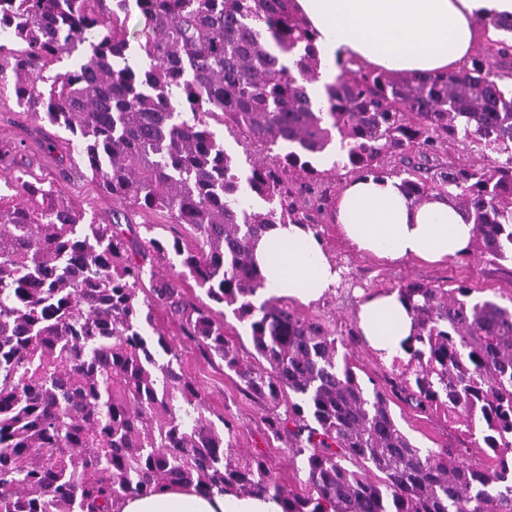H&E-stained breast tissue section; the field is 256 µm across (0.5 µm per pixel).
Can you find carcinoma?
<instances>
[{
  "instance_id": "obj_1",
  "label": "carcinoma",
  "mask_w": 512,
  "mask_h": 512,
  "mask_svg": "<svg viewBox=\"0 0 512 512\" xmlns=\"http://www.w3.org/2000/svg\"><path fill=\"white\" fill-rule=\"evenodd\" d=\"M479 24L494 35L468 66L416 76L348 56L319 98L322 61L293 0H0V96L67 131L114 204L112 220L89 217L0 149L19 189L0 201V512H112L172 483L269 496L282 512H512V310L463 284L397 289L414 332L392 357L395 396L478 435L491 470L416 445L335 333L276 297L255 302L253 242L318 223L329 199L314 161L336 137V171L395 173L415 204L448 196L476 252L512 262V15ZM215 116L265 150L248 170ZM451 145L458 160L431 164ZM132 209L190 225L195 244L150 224L137 235L121 221ZM169 253L209 305L147 276ZM155 304L268 405L264 434L302 457L304 490L237 448L234 419L206 415L178 349L147 332Z\"/></svg>"
}]
</instances>
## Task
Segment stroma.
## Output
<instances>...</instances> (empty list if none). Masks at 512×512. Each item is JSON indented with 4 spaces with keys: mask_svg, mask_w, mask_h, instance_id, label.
I'll return each instance as SVG.
<instances>
[{
    "mask_svg": "<svg viewBox=\"0 0 512 512\" xmlns=\"http://www.w3.org/2000/svg\"><path fill=\"white\" fill-rule=\"evenodd\" d=\"M50 130V125L32 113L19 111L13 101L0 103V147L19 145L22 160L34 177L54 182L64 197L77 201L87 212L111 218L112 198L92 180L90 173L69 160L57 164L54 154L46 150L43 135ZM317 230L327 256L342 268V279L319 302L309 305L293 302L289 308L305 319L330 325L337 336L346 340L360 375L379 387H390L394 374L390 359L368 346L358 331L357 312L368 295L393 292L406 282L421 281L445 283L452 288L464 284L473 288L475 296L480 298L512 297L511 262H491L475 253L446 265L416 258L388 262L352 248L330 217H323ZM152 315L155 326L178 348L183 369L198 386L209 412L236 420L239 448L246 452L264 451L283 483L291 488L299 487L301 474L283 454L281 442L269 440L264 434L262 419L267 404L245 395L236 377L225 373L220 359L209 357L186 340L179 317L161 306L154 307ZM390 407L401 429L419 446L438 448L464 440L460 430L449 425L442 414L422 413L397 399L391 400Z\"/></svg>",
    "mask_w": 512,
    "mask_h": 512,
    "instance_id": "obj_1",
    "label": "stroma"
}]
</instances>
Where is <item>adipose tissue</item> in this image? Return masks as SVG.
Instances as JSON below:
<instances>
[{
  "label": "adipose tissue",
  "mask_w": 512,
  "mask_h": 512,
  "mask_svg": "<svg viewBox=\"0 0 512 512\" xmlns=\"http://www.w3.org/2000/svg\"><path fill=\"white\" fill-rule=\"evenodd\" d=\"M295 9L318 34L326 63L353 56L378 70L431 73L469 64L481 32V17L512 14V0H295ZM335 222L355 250L389 260L417 257L452 261L468 254L473 225L432 196L410 201L401 182L366 175L346 182L336 201ZM254 259L266 295L302 303L319 301L336 287L342 271L321 239L304 224H278L256 243ZM362 336L376 351L394 355L413 331L397 292L369 296L358 311ZM114 512H281L269 497L207 495L180 484L149 496H124Z\"/></svg>",
  "instance_id": "ef3b65f1"
}]
</instances>
